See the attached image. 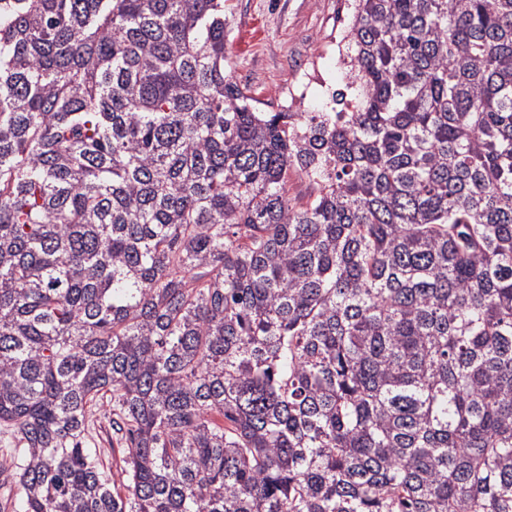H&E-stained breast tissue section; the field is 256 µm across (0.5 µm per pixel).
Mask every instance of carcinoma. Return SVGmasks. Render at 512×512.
Listing matches in <instances>:
<instances>
[{
    "mask_svg": "<svg viewBox=\"0 0 512 512\" xmlns=\"http://www.w3.org/2000/svg\"><path fill=\"white\" fill-rule=\"evenodd\" d=\"M231 21L0 0L13 512H512V0H350L319 112ZM85 436L90 448H96L100 463L110 475L114 484L113 492L124 494L121 475L123 469L122 453L116 436L112 435V401L110 398L94 408L86 418ZM111 482V483H112Z\"/></svg>",
    "mask_w": 512,
    "mask_h": 512,
    "instance_id": "obj_1",
    "label": "carcinoma"
}]
</instances>
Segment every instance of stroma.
Here are the masks:
<instances>
[{
    "instance_id": "1",
    "label": "stroma",
    "mask_w": 512,
    "mask_h": 512,
    "mask_svg": "<svg viewBox=\"0 0 512 512\" xmlns=\"http://www.w3.org/2000/svg\"><path fill=\"white\" fill-rule=\"evenodd\" d=\"M345 0H229L234 28L225 52L235 81L248 88L266 112L284 109L287 90L307 71L320 72L324 85H311L298 111L310 112L326 88L343 85L346 66L328 52L341 31ZM85 436L96 448L115 492H123L121 447L112 433V403L104 401L86 418Z\"/></svg>"
}]
</instances>
